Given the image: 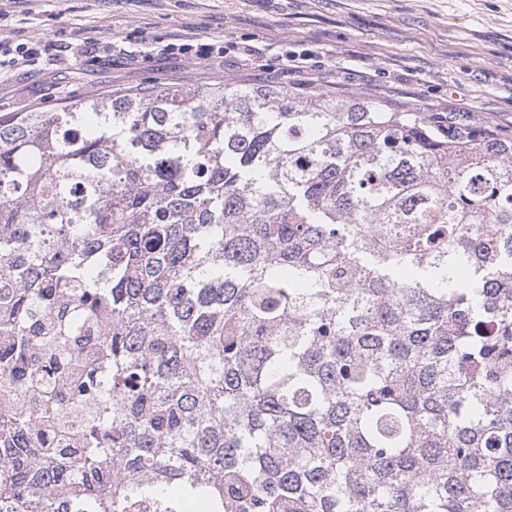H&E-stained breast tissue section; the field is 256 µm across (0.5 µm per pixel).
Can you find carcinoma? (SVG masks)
I'll return each instance as SVG.
<instances>
[{"label":"carcinoma","mask_w":512,"mask_h":512,"mask_svg":"<svg viewBox=\"0 0 512 512\" xmlns=\"http://www.w3.org/2000/svg\"><path fill=\"white\" fill-rule=\"evenodd\" d=\"M0 376V512H512V136L224 80L1 112Z\"/></svg>","instance_id":"obj_1"}]
</instances>
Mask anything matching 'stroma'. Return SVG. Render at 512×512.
Segmentation results:
<instances>
[{
  "label": "stroma",
  "mask_w": 512,
  "mask_h": 512,
  "mask_svg": "<svg viewBox=\"0 0 512 512\" xmlns=\"http://www.w3.org/2000/svg\"><path fill=\"white\" fill-rule=\"evenodd\" d=\"M0 35L48 43L32 66H0V112L224 80L459 112L512 133V0H0ZM178 39L225 53L163 55ZM288 52L308 55L306 68L286 66Z\"/></svg>",
  "instance_id": "35a3bbf8"
}]
</instances>
